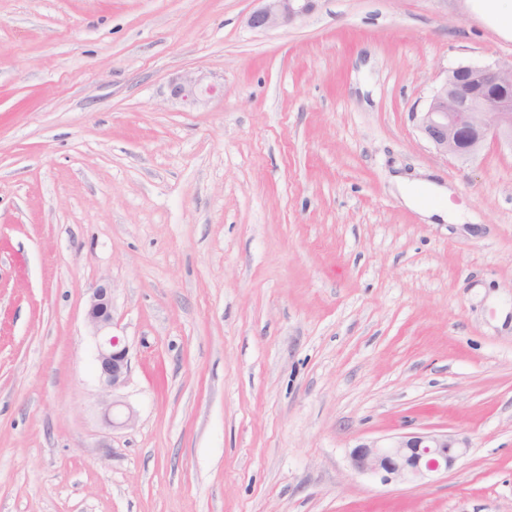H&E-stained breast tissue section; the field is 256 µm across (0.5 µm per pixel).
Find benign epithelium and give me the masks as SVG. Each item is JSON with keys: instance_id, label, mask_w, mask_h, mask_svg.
<instances>
[{"instance_id": "7a95c632", "label": "benign epithelium", "mask_w": 512, "mask_h": 512, "mask_svg": "<svg viewBox=\"0 0 512 512\" xmlns=\"http://www.w3.org/2000/svg\"><path fill=\"white\" fill-rule=\"evenodd\" d=\"M247 18L257 32L287 27L314 11L317 0H258ZM216 92L204 76L185 73L170 85V95L192 105H204ZM419 126L440 152L459 159L478 154L487 141L512 143V64L461 65L448 70L445 81L420 113ZM111 289H94L85 321L96 346V370L103 394L104 418L112 427L135 421L133 410L122 419L111 417L120 401L116 392L127 381L128 347L112 329ZM469 443L448 433H411L358 444L350 453L354 470L371 475L384 485L422 482L434 473L448 471L466 456Z\"/></svg>"}]
</instances>
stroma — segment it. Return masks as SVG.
<instances>
[{
  "label": "stroma",
  "instance_id": "stroma-1",
  "mask_svg": "<svg viewBox=\"0 0 512 512\" xmlns=\"http://www.w3.org/2000/svg\"><path fill=\"white\" fill-rule=\"evenodd\" d=\"M256 7L0 0V512H512V145L452 158L416 118L512 39L469 0H319L268 32ZM186 72L220 94L171 99ZM410 432L470 450L416 484L352 468ZM394 184L403 204L416 210L427 224L464 223L459 213L452 211L448 207L433 205L424 200L423 194L439 199H444L446 194L449 196L451 191L445 185L438 184L427 178L415 182H407L399 175L394 177ZM112 294L106 285L95 288L85 311V321L96 346V370L103 394L101 405L104 418L112 428L123 427L135 421V414L128 407L124 419L114 417V408L121 405L114 399L116 392L127 381L129 373L128 347L118 336L110 335L112 329ZM112 413V419H111Z\"/></svg>",
  "mask_w": 512,
  "mask_h": 512
}]
</instances>
